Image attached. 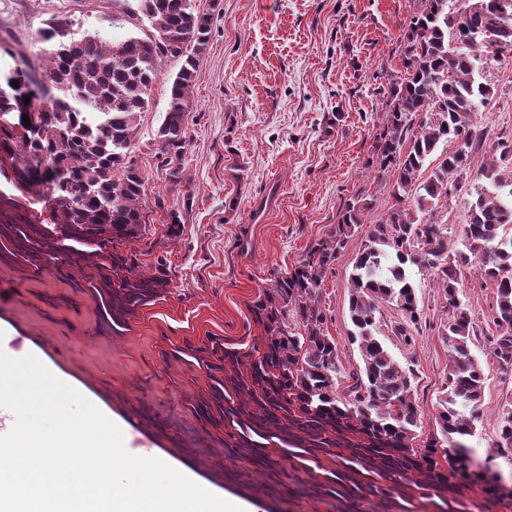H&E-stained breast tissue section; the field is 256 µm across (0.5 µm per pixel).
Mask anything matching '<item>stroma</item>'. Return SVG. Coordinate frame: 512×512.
Segmentation results:
<instances>
[{"label":"stroma","mask_w":512,"mask_h":512,"mask_svg":"<svg viewBox=\"0 0 512 512\" xmlns=\"http://www.w3.org/2000/svg\"><path fill=\"white\" fill-rule=\"evenodd\" d=\"M211 14L199 60L196 105L183 118L186 144L166 161L156 134L165 116L176 58L158 71L140 113L133 158L144 180L145 222L124 252L136 275H151L168 253L167 289L138 308L121 331L101 319L73 255L58 266L0 262V347L34 354L105 416L132 428L131 445L155 449L167 464L244 512H336L330 498H300L290 480L266 491L263 471L225 456L224 433L195 413L208 398L209 367L220 349L244 348L263 334L252 307L278 273L291 269L335 230L344 200L362 196L364 224L394 205L393 182L376 159L398 47L418 0H195ZM70 19L73 37H111L112 0H0V75L20 61L38 64L51 49L39 38L51 17ZM492 100L479 118L490 142L512 143V50L491 62ZM183 233L167 238L170 223ZM362 237L349 239L319 291L325 329L345 370L362 365L352 344L349 276ZM421 319L410 342L394 336L401 316L381 305V339L415 373L421 407L418 442L438 435L437 401L448 371L442 289L410 267ZM461 301L477 316L470 349L485 383L474 459L512 488V448L495 445L502 411L512 405V374L502 375L490 340L491 286L468 277Z\"/></svg>","instance_id":"35a3bbf8"}]
</instances>
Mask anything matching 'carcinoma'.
Masks as SVG:
<instances>
[{
	"mask_svg": "<svg viewBox=\"0 0 512 512\" xmlns=\"http://www.w3.org/2000/svg\"><path fill=\"white\" fill-rule=\"evenodd\" d=\"M194 0H112V14L131 26L120 41L71 37L72 21L52 18L40 30L53 43L40 76L19 87L0 86V154L11 161L13 186L48 212L40 224H19L15 198L0 193V261L49 264L84 247L88 276L105 323L117 330L168 285L167 259L151 276H134V260L117 249L145 223L144 182L132 153L138 114L146 109L161 62L182 60L172 78L166 116L158 129L165 154L186 143L183 114L195 105L197 55L209 41L210 19ZM420 0L404 33L403 76L393 80L377 160L391 170L396 204L384 219L362 224L352 197L336 231L309 249L291 272L277 277L254 305L263 336L251 346L226 348L221 377L196 412L224 426V454L271 475L288 462L296 493L332 497L339 512H358L375 499L383 512H499L512 490L472 469L466 441L475 435L484 369L470 351L476 317L458 301L464 270L494 285L491 339L498 369L512 373V144L500 142L474 186L462 227L463 248L448 243L431 213L448 203L488 132L479 107L495 94L485 64L512 50V0ZM37 120L18 133L30 105ZM456 148L433 158L441 144ZM364 238L351 274L349 300L362 367L344 378L338 346L325 331L318 301L323 279L348 239ZM433 273L451 309L448 372L436 409L442 440L413 444L421 410L411 369L378 337V303L395 305L408 336L419 320L415 285L406 268ZM302 326L292 327L295 321ZM496 446L512 447V407L503 411ZM443 456L437 457L438 449Z\"/></svg>",
	"mask_w": 512,
	"mask_h": 512,
	"instance_id": "obj_1",
	"label": "carcinoma"
}]
</instances>
